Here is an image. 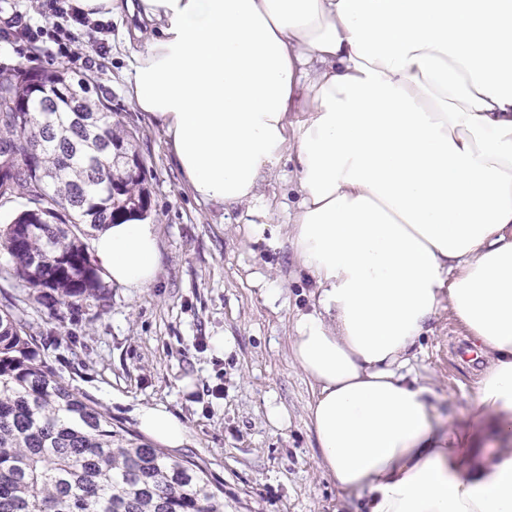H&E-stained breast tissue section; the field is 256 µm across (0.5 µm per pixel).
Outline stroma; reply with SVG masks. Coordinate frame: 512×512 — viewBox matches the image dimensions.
<instances>
[{"mask_svg": "<svg viewBox=\"0 0 512 512\" xmlns=\"http://www.w3.org/2000/svg\"><path fill=\"white\" fill-rule=\"evenodd\" d=\"M110 24L106 50H99L102 37L94 32L85 36L80 58L65 63L49 42L21 41L0 46V65H64L90 76L93 97L135 131L158 226L157 279L146 289L113 285L105 298L51 306L0 277V306L20 309L57 376L106 410L115 425L137 432L139 405L166 404L189 431L174 456L207 465L224 487V512H361L363 497L339 492L318 466L308 420L314 386L291 359V321L316 307L311 278L289 244L273 248L247 233L260 216L206 205L183 188L164 136L127 96L124 77L140 43V23L121 12ZM293 175L289 162L263 185V201L279 224L287 223L297 200ZM272 285L281 290L273 304L266 298ZM431 328L415 369L449 423L465 424L483 363L453 355L454 346L465 345L466 331L450 311H440ZM218 334L233 340L222 356L210 343ZM272 404L287 411V423L270 422Z\"/></svg>", "mask_w": 512, "mask_h": 512, "instance_id": "1", "label": "stroma"}]
</instances>
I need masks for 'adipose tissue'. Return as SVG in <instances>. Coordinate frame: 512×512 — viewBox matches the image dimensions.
Instances as JSON below:
<instances>
[{
    "mask_svg": "<svg viewBox=\"0 0 512 512\" xmlns=\"http://www.w3.org/2000/svg\"><path fill=\"white\" fill-rule=\"evenodd\" d=\"M147 26L126 75L196 201L251 206L294 161L292 320L318 465L365 512H512V0H78ZM102 278L148 288L157 228L96 230ZM485 368L445 428L412 372L441 309ZM140 429L177 448L165 405Z\"/></svg>",
    "mask_w": 512,
    "mask_h": 512,
    "instance_id": "obj_1",
    "label": "adipose tissue"
}]
</instances>
